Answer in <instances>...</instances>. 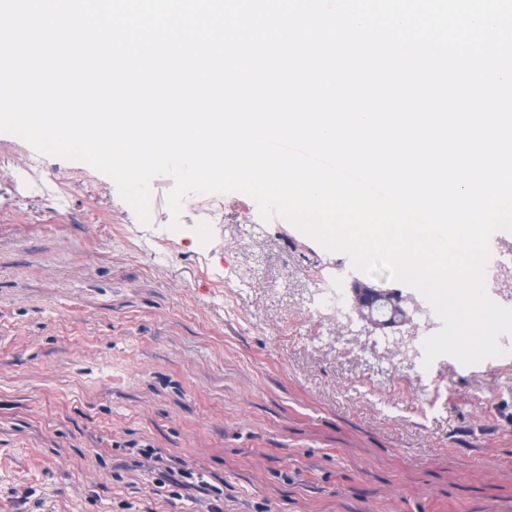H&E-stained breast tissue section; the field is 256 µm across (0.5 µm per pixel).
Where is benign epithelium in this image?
<instances>
[{"label":"benign epithelium","mask_w":512,"mask_h":512,"mask_svg":"<svg viewBox=\"0 0 512 512\" xmlns=\"http://www.w3.org/2000/svg\"><path fill=\"white\" fill-rule=\"evenodd\" d=\"M349 312L370 326L383 333L389 331L397 336L396 345L408 352L412 349V333L404 332L403 328L414 325V317L422 312L417 298L397 290L377 288L358 277H353L349 283ZM379 302H386L396 309L394 318L383 319L375 312Z\"/></svg>","instance_id":"7a95c632"}]
</instances>
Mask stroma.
<instances>
[{
    "label": "stroma",
    "instance_id": "stroma-1",
    "mask_svg": "<svg viewBox=\"0 0 512 512\" xmlns=\"http://www.w3.org/2000/svg\"><path fill=\"white\" fill-rule=\"evenodd\" d=\"M172 186L143 222L0 133V512H512V359L409 376L380 332L307 313L349 255L238 192L173 215ZM151 448L207 488L173 498Z\"/></svg>",
    "mask_w": 512,
    "mask_h": 512
}]
</instances>
